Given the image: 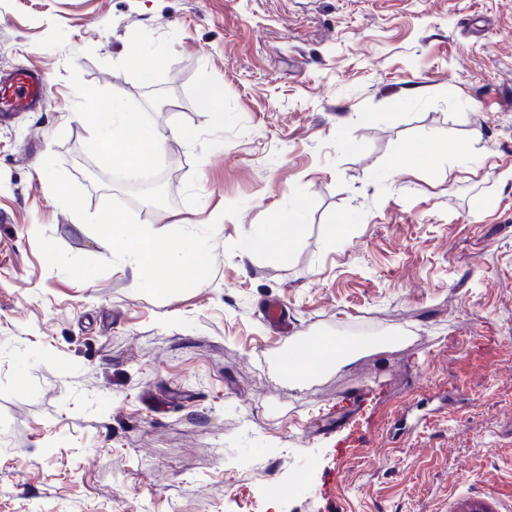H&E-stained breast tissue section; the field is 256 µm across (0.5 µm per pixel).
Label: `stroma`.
<instances>
[{"mask_svg": "<svg viewBox=\"0 0 512 512\" xmlns=\"http://www.w3.org/2000/svg\"><path fill=\"white\" fill-rule=\"evenodd\" d=\"M19 68L46 96L0 120V512H326L331 474L345 512H512V0H0V74ZM202 69L243 132L198 162L168 139L169 206L132 202L85 150L70 71L201 129ZM409 142L469 158L397 167ZM46 153L88 212L116 197L159 233L243 202L208 283L158 300L122 262L85 282L49 267L40 231L111 255ZM284 208L300 238L244 258ZM320 336L365 347L288 381L284 357ZM332 411L363 437L348 453Z\"/></svg>", "mask_w": 512, "mask_h": 512, "instance_id": "stroma-1", "label": "stroma"}]
</instances>
